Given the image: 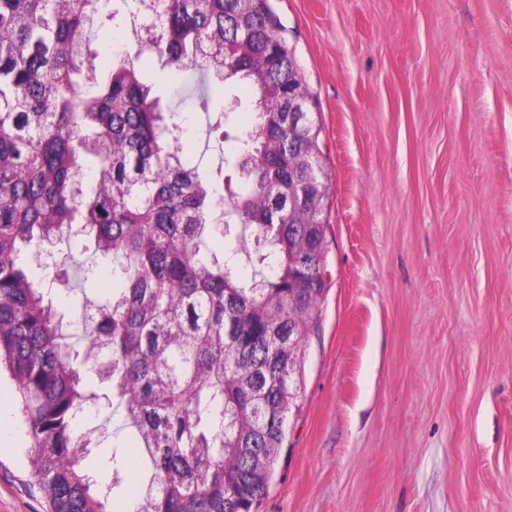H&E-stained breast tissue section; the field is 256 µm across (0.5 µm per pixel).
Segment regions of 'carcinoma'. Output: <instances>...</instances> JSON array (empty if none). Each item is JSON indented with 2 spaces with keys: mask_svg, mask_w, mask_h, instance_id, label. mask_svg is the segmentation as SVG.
I'll return each instance as SVG.
<instances>
[{
  "mask_svg": "<svg viewBox=\"0 0 512 512\" xmlns=\"http://www.w3.org/2000/svg\"><path fill=\"white\" fill-rule=\"evenodd\" d=\"M0 0V366L10 373L31 440V473L49 512H112L126 495V449L112 481L87 458L122 410L150 476L134 512H262L286 450L288 323L316 325L324 265L295 250L306 233L288 219L300 167L288 130V59L266 0ZM128 27L137 52L175 75L194 107L237 71L256 95V121L230 138L229 113L210 130L244 185L224 195V172L184 152L175 112L137 63L117 54L99 68V31ZM239 225L232 255L205 253L214 227ZM77 233L93 244L78 269L100 263L119 286L65 322L26 268L32 250ZM254 247L250 278L235 255ZM105 414L98 440L80 417Z\"/></svg>",
  "mask_w": 512,
  "mask_h": 512,
  "instance_id": "1",
  "label": "carcinoma"
}]
</instances>
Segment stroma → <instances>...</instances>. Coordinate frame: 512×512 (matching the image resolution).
<instances>
[{"mask_svg":"<svg viewBox=\"0 0 512 512\" xmlns=\"http://www.w3.org/2000/svg\"><path fill=\"white\" fill-rule=\"evenodd\" d=\"M321 127L327 294L264 512H512V0H268ZM232 132L254 124L252 89ZM221 163L208 119L188 135ZM0 512H46L17 396Z\"/></svg>","mask_w":512,"mask_h":512,"instance_id":"stroma-1","label":"stroma"}]
</instances>
